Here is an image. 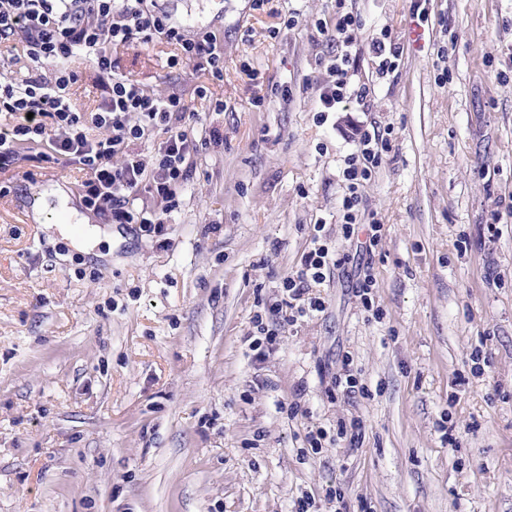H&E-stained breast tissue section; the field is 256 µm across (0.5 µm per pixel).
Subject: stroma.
Returning <instances> with one entry per match:
<instances>
[{"label": "stroma", "instance_id": "35a3bbf8", "mask_svg": "<svg viewBox=\"0 0 512 512\" xmlns=\"http://www.w3.org/2000/svg\"><path fill=\"white\" fill-rule=\"evenodd\" d=\"M161 5L224 52L216 82L159 39L112 51L200 114L162 234L76 223L84 174L39 146L0 170V512H512V0H345L403 54L378 77L359 39L372 106L332 112L336 0ZM371 125L392 134L365 252L342 171ZM317 236L344 261L310 290L325 309L270 321L258 354ZM347 358L367 394L337 390ZM354 421L359 443L306 441Z\"/></svg>", "mask_w": 512, "mask_h": 512}]
</instances>
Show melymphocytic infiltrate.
Returning a JSON list of instances; mask_svg holds the SVG:
<instances>
[{
  "label": "lymphocytic infiltrate",
  "instance_id": "obj_1",
  "mask_svg": "<svg viewBox=\"0 0 512 512\" xmlns=\"http://www.w3.org/2000/svg\"><path fill=\"white\" fill-rule=\"evenodd\" d=\"M365 33L379 76L398 66L402 52L389 30L369 32L361 16L345 13L328 35L336 44L333 79L319 88L324 109L353 98L364 101L366 88L351 83V48L358 33ZM23 36L31 66L23 81L0 79V114L14 117L11 137L0 138V168L8 166L23 145L49 143L51 161L78 165L86 173L82 183L86 208L114 224H149L162 232L164 217L182 206L187 159L203 147L193 134L198 112L182 97L159 96L118 72L110 49L146 44L159 38L175 45L185 62L224 78V53L210 34L187 36L157 0H0V42ZM84 57L95 68L104 100L93 120L101 136L88 132L84 116L72 102L70 90L79 75L74 58ZM51 64L52 75L40 71ZM165 136L147 165L133 148L135 141L154 131ZM359 147L343 170L345 191L341 208L346 232L358 226L361 190L382 163L387 138L381 131L363 130ZM161 200L162 211L138 207L141 194ZM333 258L327 245L315 244L301 258L296 272L283 282L298 313L321 312L325 303L309 296L322 283Z\"/></svg>",
  "mask_w": 512,
  "mask_h": 512
}]
</instances>
